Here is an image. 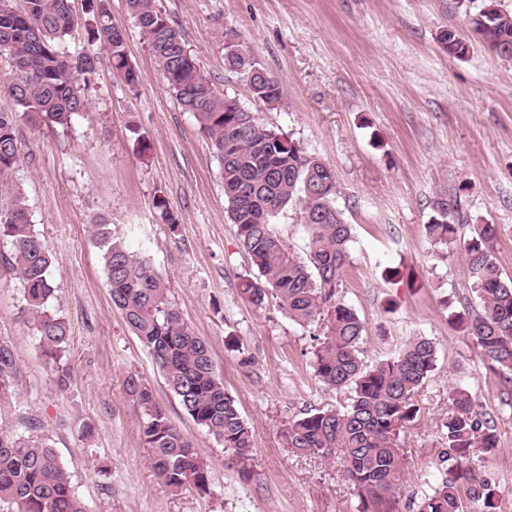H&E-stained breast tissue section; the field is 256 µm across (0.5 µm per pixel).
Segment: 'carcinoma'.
<instances>
[{
	"mask_svg": "<svg viewBox=\"0 0 512 512\" xmlns=\"http://www.w3.org/2000/svg\"><path fill=\"white\" fill-rule=\"evenodd\" d=\"M167 87L181 108L193 115L220 164L224 198L242 248L259 276L245 278L240 293L260 307L272 298L302 328L317 325L312 365L316 379L346 399L335 407L306 412L292 420L285 438L295 454L335 459L343 450L347 479L361 500L358 512H370L396 493L404 469L401 434L416 420V396L436 368L435 343L410 337L394 354L366 363L361 349L364 324L341 295L352 242L351 225L336 206V170L278 129L239 111V102L218 91L188 51L179 31L155 0H126ZM88 40L105 48L112 68L131 87L138 75L127 54L126 39L112 24L108 0H88ZM79 20L71 0H0V55L10 58L3 87L20 107L0 110V240L11 242L0 266L23 285V321L38 337L44 363L58 386L71 370L62 362L70 344L66 318L52 305L56 286L50 275L53 256L31 224L24 193L13 184L20 161L17 130L24 119L33 125L60 126L88 111L85 89L97 73L99 56L68 55L59 44ZM467 31L488 50L512 59V12L499 0H485L468 19ZM457 30L442 35L448 56L462 58ZM248 87L255 100H282L283 85L257 58ZM465 187L441 188L433 197L425 224L431 245H460L466 278L478 309L452 315L457 330L469 337L479 356L504 385L502 404L512 407V278L503 276L494 256L497 225L473 223L462 212ZM299 208L309 232L307 260L300 259L275 231L274 219L287 206ZM469 230L459 236L460 227ZM102 252L112 305L163 372L167 385L194 423L224 446L228 460L250 476L253 434L224 381L208 343L185 322L168 300V284L147 262L129 251L107 224L93 225ZM13 345L0 339V391L16 378ZM126 389L143 410L141 433L151 449L150 465L173 492L192 488L210 493L209 470L194 442L168 418L152 391L137 375ZM440 477L425 482L418 512H463L460 488L479 512H498L494 480L467 463L481 450L499 445L497 424L480 410L471 390H448V412L441 421ZM13 512H85L50 439L0 427V507Z\"/></svg>",
	"mask_w": 512,
	"mask_h": 512,
	"instance_id": "carcinoma-1",
	"label": "carcinoma"
}]
</instances>
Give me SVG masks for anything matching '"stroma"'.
I'll list each match as a JSON object with an SVG mask.
<instances>
[{"label": "stroma", "instance_id": "stroma-1", "mask_svg": "<svg viewBox=\"0 0 512 512\" xmlns=\"http://www.w3.org/2000/svg\"><path fill=\"white\" fill-rule=\"evenodd\" d=\"M208 80L225 95L330 163L336 205L353 228L342 296L365 325L367 362L408 337L431 338L437 368L404 434V470L376 512H416L425 476L440 467L448 388L464 380L494 419L498 451L484 459L500 512H512V410L502 383L450 319L470 296L458 249L436 255L425 233L437 189L463 186L476 222L498 228L495 257L512 277V60L470 43L449 57L440 35L464 30L483 0H157ZM139 82L129 88L101 59L87 115L66 126L21 122L13 179L54 256L53 305L70 325L67 388L47 370L21 310L23 287L0 271V338L19 373L0 394V424L50 438L86 512H356L340 462L289 452L283 431L341 397L314 376L310 329L238 290L257 269L241 248L224 200L220 165L191 113L167 87L126 0H109ZM283 84L272 109L224 66L225 29ZM163 198L178 221L154 206ZM111 224L169 285L168 299L209 344L224 387L254 438L253 476L241 481L224 447L183 411L148 350L113 308L92 226ZM396 276H388V269ZM151 389L209 465L211 492H172L150 467L143 414L129 375Z\"/></svg>", "mask_w": 512, "mask_h": 512}]
</instances>
